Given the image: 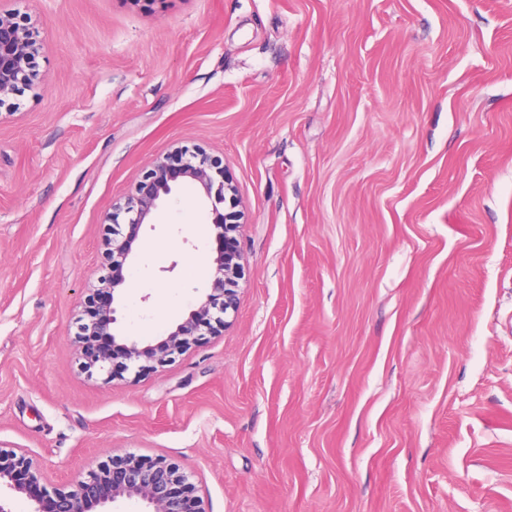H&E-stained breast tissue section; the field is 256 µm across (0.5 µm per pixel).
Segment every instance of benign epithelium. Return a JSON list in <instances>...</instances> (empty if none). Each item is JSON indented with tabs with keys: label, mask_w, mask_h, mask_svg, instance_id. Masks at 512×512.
<instances>
[{
	"label": "benign epithelium",
	"mask_w": 512,
	"mask_h": 512,
	"mask_svg": "<svg viewBox=\"0 0 512 512\" xmlns=\"http://www.w3.org/2000/svg\"><path fill=\"white\" fill-rule=\"evenodd\" d=\"M41 43L28 19L0 8V106L26 89L39 87L37 58ZM183 185L197 192V202L215 199L229 203V211L212 210V224L224 234V248L214 258L210 287L200 295L194 309L159 342L150 344L125 334L118 317L121 296L118 287L126 281L125 268L133 265L138 234L161 204ZM238 188L219 159L198 147L178 146L157 160L138 182L124 205L107 216L111 221L104 243L105 260L112 277L106 278L87 298L91 320L79 338L89 373L110 381L114 362L120 370L135 375L161 365L175 354L203 340L204 332L226 324L224 316L235 309L234 287L243 272L238 246ZM125 215L128 232L118 221ZM108 336L112 349L92 347L91 338ZM41 476L32 471V459L25 448H0V489L25 494L35 502L33 512H108L109 505L138 498L147 512H205L190 475L162 457L145 458L128 454L101 465L69 490L40 485Z\"/></svg>",
	"instance_id": "obj_1"
}]
</instances>
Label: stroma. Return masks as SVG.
I'll return each instance as SVG.
<instances>
[{
    "instance_id": "obj_1",
    "label": "stroma",
    "mask_w": 512,
    "mask_h": 512,
    "mask_svg": "<svg viewBox=\"0 0 512 512\" xmlns=\"http://www.w3.org/2000/svg\"><path fill=\"white\" fill-rule=\"evenodd\" d=\"M0 7L43 45L0 106V445L48 485L162 456L206 512H512V0ZM176 145L238 187L237 308L105 384V217ZM210 219L142 227L123 327L195 307Z\"/></svg>"
}]
</instances>
